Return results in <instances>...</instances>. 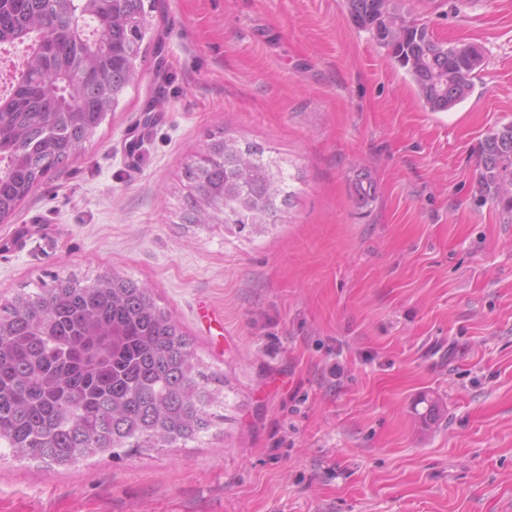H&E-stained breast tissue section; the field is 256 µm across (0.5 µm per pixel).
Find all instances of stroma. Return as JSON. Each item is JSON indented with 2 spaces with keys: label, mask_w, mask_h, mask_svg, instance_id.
Listing matches in <instances>:
<instances>
[{
  "label": "stroma",
  "mask_w": 512,
  "mask_h": 512,
  "mask_svg": "<svg viewBox=\"0 0 512 512\" xmlns=\"http://www.w3.org/2000/svg\"><path fill=\"white\" fill-rule=\"evenodd\" d=\"M411 8L483 49L450 111L342 0H155L137 84L0 223V298L131 277L228 378L227 406L184 448L2 455L0 512H512V212L474 200L482 143L512 124V0ZM155 101L132 176L127 133ZM217 130L294 177L250 240L181 219L182 169Z\"/></svg>",
  "instance_id": "obj_1"
}]
</instances>
